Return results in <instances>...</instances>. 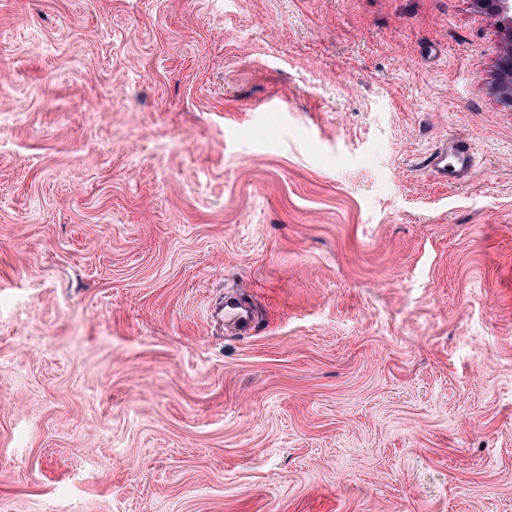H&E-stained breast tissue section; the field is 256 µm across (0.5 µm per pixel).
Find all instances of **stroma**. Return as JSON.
<instances>
[{"mask_svg":"<svg viewBox=\"0 0 512 512\" xmlns=\"http://www.w3.org/2000/svg\"><path fill=\"white\" fill-rule=\"evenodd\" d=\"M497 54L471 0H0V512H512ZM448 160L451 167L461 176L468 174L472 168L473 150L467 139L451 138L448 142L434 150L428 159V165L436 174L446 176ZM217 315L225 325L231 326L240 335H250L255 329L251 309L243 304L237 293H227Z\"/></svg>","mask_w":512,"mask_h":512,"instance_id":"stroma-1","label":"stroma"}]
</instances>
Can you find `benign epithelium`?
Segmentation results:
<instances>
[{"label":"benign epithelium","instance_id":"1","mask_svg":"<svg viewBox=\"0 0 512 512\" xmlns=\"http://www.w3.org/2000/svg\"><path fill=\"white\" fill-rule=\"evenodd\" d=\"M475 7L495 20L499 53L493 65L490 91L512 108V0H472Z\"/></svg>","mask_w":512,"mask_h":512}]
</instances>
